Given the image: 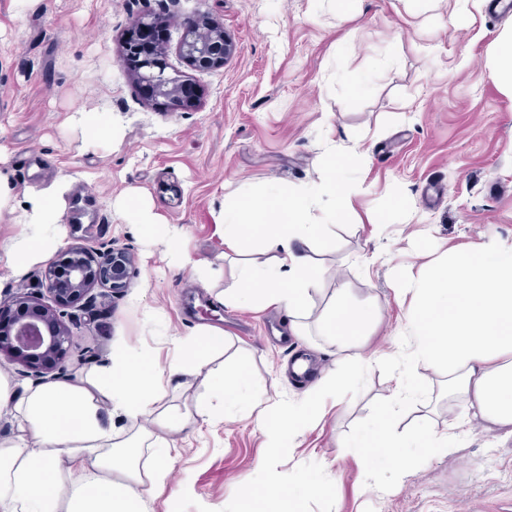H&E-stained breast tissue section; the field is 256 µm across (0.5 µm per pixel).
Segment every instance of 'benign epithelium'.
<instances>
[{"label":"benign epithelium","instance_id":"7a95c632","mask_svg":"<svg viewBox=\"0 0 512 512\" xmlns=\"http://www.w3.org/2000/svg\"><path fill=\"white\" fill-rule=\"evenodd\" d=\"M185 34L178 52L195 70L221 68L237 54L234 36L222 23L207 15L184 23ZM168 48L125 45L124 58L133 60L132 79L148 99L162 98L179 106L196 95L195 87L179 74L167 72ZM136 258L125 248L105 250L72 245L64 252L62 265L45 273L47 298L22 295L0 300V315L9 314L0 325V360L28 371L44 374L56 367L68 350L69 310L91 299V291L107 288L120 294L128 288Z\"/></svg>","mask_w":512,"mask_h":512}]
</instances>
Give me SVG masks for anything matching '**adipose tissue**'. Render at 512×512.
Here are the masks:
<instances>
[{"label":"adipose tissue","instance_id":"obj_1","mask_svg":"<svg viewBox=\"0 0 512 512\" xmlns=\"http://www.w3.org/2000/svg\"><path fill=\"white\" fill-rule=\"evenodd\" d=\"M349 168L348 161L331 158L324 178L312 187L291 191L272 183L225 200L216 217L220 245L238 255L245 241L258 240L269 258L237 264L234 282L223 291L224 305L256 300L284 309L290 332L304 335L312 294L325 275L315 253L329 227L344 218ZM60 195L57 188L33 194L23 209H14L8 179L0 174V213H14L23 227L0 247L14 273L65 245ZM395 293L417 302L407 318L412 369L437 368L464 412L512 434V246L491 243L456 252L419 278L399 283ZM371 324L369 307L336 299L320 317L322 336L340 352L354 348ZM223 344L222 328L203 326L197 336L176 340L168 366L125 353L95 378L38 385L21 399L0 376V414L15 415L27 434L0 448V512H143L145 496L164 478L174 434L216 413L231 414L257 395L242 369L212 367L211 355ZM186 376L198 379L208 397L194 412H172L162 401ZM350 384V378L326 374L306 401L264 421L274 447L288 448L319 399L343 396ZM413 393L409 387L392 394L374 431L359 442L363 453L383 459L393 449L416 445L424 461L455 452L456 435L398 432L393 407ZM112 412L128 420L132 434L113 431L106 420ZM145 421L151 430H141ZM71 468L86 470V477L66 482L63 473Z\"/></svg>","mask_w":512,"mask_h":512}]
</instances>
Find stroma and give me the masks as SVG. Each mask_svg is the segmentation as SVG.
<instances>
[{"instance_id":"35a3bbf8","label":"stroma","mask_w":512,"mask_h":512,"mask_svg":"<svg viewBox=\"0 0 512 512\" xmlns=\"http://www.w3.org/2000/svg\"><path fill=\"white\" fill-rule=\"evenodd\" d=\"M143 14L167 19L166 62L197 89L178 109L146 103L122 59L121 41ZM200 15L237 41L222 68L195 71L176 53L185 20ZM509 27L512 12L484 0L453 24L441 9L411 13L407 0H356L350 13L327 0H0V168L16 206L69 179L68 243H110L136 257L126 291L95 290L93 307L71 323L69 372L89 376L121 350L167 361L173 338L210 322L225 332L224 363L244 366L259 392L257 407L232 420L175 435L169 476L145 512H240L247 489L307 476L321 487L308 512H512V437L478 421L464 425L457 452L414 463L400 483L355 446L408 381L410 305L394 298V269L417 276L448 252L512 244V98L490 66ZM349 73L369 78V90L351 88ZM81 107L111 115L113 139L72 125ZM332 146L353 156L355 214L318 249L327 273L312 308L321 312L341 289L371 306L375 322L355 352L378 361L344 397L326 398L279 456L261 419L306 400L314 378L350 366L317 335L268 339L266 322L288 324L285 310L217 300L236 260L221 255L214 217L245 190L317 184ZM131 190L162 216L154 236L114 208ZM379 212L386 223H369ZM174 232L178 258L168 247ZM195 261L222 277L195 281ZM420 378L399 407L401 424L447 432L459 410L444 379L435 370Z\"/></svg>"}]
</instances>
